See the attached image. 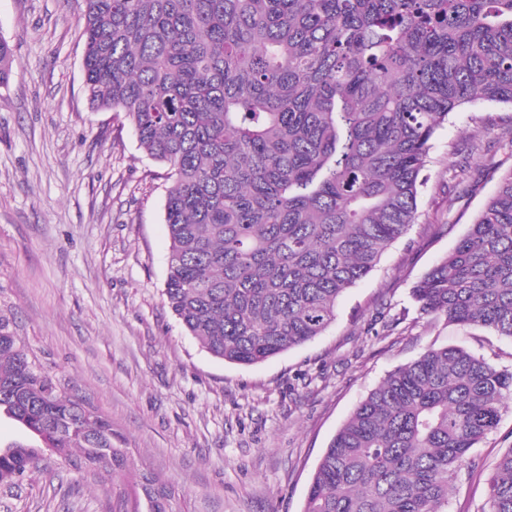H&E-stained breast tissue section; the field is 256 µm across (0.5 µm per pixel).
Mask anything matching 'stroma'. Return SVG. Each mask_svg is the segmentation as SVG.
<instances>
[{
  "instance_id": "1",
  "label": "stroma",
  "mask_w": 512,
  "mask_h": 512,
  "mask_svg": "<svg viewBox=\"0 0 512 512\" xmlns=\"http://www.w3.org/2000/svg\"><path fill=\"white\" fill-rule=\"evenodd\" d=\"M77 0H0L13 49L0 86V315L63 391L125 442L135 479L171 512H302L312 475L353 409L392 370L460 347L512 369V338L420 314L411 289L448 254L512 169L497 138L512 107L482 102L442 125L419 219L340 299L315 339L263 363L212 357L163 301L169 239L163 165L120 112L83 88ZM472 176L455 185L450 167ZM512 448V400L473 448L448 512H482L486 478ZM116 487L48 459L0 512H118Z\"/></svg>"
}]
</instances>
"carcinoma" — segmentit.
<instances>
[{
	"mask_svg": "<svg viewBox=\"0 0 512 512\" xmlns=\"http://www.w3.org/2000/svg\"><path fill=\"white\" fill-rule=\"evenodd\" d=\"M84 92L166 167L164 302L212 356L253 365L336 320L338 299L417 222L437 129L512 105V0H81ZM13 71L0 38V86ZM418 310L512 337V169L411 290ZM512 370L457 348L389 372L332 438L303 512H447ZM0 486L43 452L117 477L112 425L62 391L0 315ZM149 512L172 492L143 487ZM512 512V448L488 479ZM123 512L142 499L120 490Z\"/></svg>",
	"mask_w": 512,
	"mask_h": 512,
	"instance_id": "1",
	"label": "carcinoma"
}]
</instances>
